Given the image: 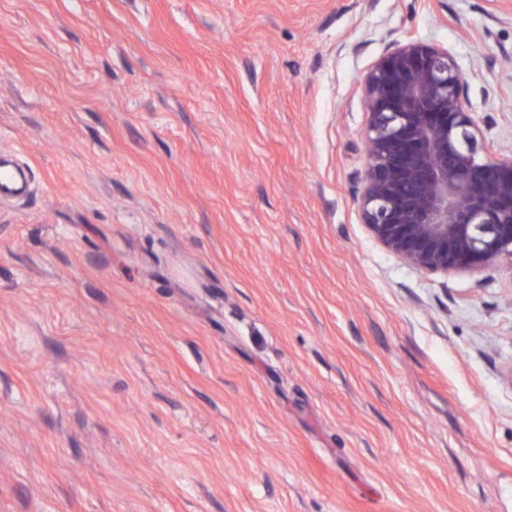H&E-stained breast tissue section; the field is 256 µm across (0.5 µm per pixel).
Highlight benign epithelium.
<instances>
[{
	"label": "benign epithelium",
	"instance_id": "1",
	"mask_svg": "<svg viewBox=\"0 0 512 512\" xmlns=\"http://www.w3.org/2000/svg\"><path fill=\"white\" fill-rule=\"evenodd\" d=\"M362 85L361 223L424 272L512 263V155L499 156L480 140L448 50L400 43Z\"/></svg>",
	"mask_w": 512,
	"mask_h": 512
}]
</instances>
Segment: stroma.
<instances>
[{
  "mask_svg": "<svg viewBox=\"0 0 512 512\" xmlns=\"http://www.w3.org/2000/svg\"><path fill=\"white\" fill-rule=\"evenodd\" d=\"M512 0H0V512H512V266L361 224L362 78ZM25 191L21 174L5 159L0 162V197H15Z\"/></svg>",
  "mask_w": 512,
  "mask_h": 512,
  "instance_id": "stroma-1",
  "label": "stroma"
}]
</instances>
